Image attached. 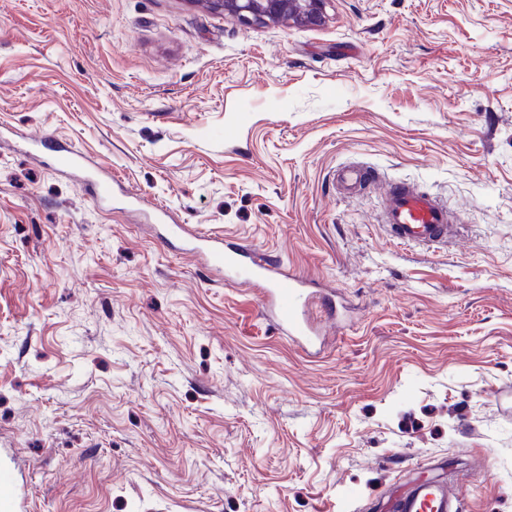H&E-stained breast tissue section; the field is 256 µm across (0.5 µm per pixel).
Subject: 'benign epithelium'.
<instances>
[{
    "instance_id": "1",
    "label": "benign epithelium",
    "mask_w": 512,
    "mask_h": 512,
    "mask_svg": "<svg viewBox=\"0 0 512 512\" xmlns=\"http://www.w3.org/2000/svg\"><path fill=\"white\" fill-rule=\"evenodd\" d=\"M209 8L233 15L245 23L292 21L318 27L326 20L330 0H201Z\"/></svg>"
}]
</instances>
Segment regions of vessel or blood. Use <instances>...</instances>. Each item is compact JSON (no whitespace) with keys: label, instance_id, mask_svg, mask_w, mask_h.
I'll list each match as a JSON object with an SVG mask.
<instances>
[{"label":"vessel or blood","instance_id":"obj_1","mask_svg":"<svg viewBox=\"0 0 512 512\" xmlns=\"http://www.w3.org/2000/svg\"><path fill=\"white\" fill-rule=\"evenodd\" d=\"M55 160L60 170L87 172L97 201L111 199V175L100 168L86 167L81 153L62 147ZM367 174L363 165H347L338 172L337 183L341 190L350 192L361 186ZM382 221L391 237L404 245L440 246L458 235L445 204L405 183L394 185L384 194ZM157 241L165 248L181 242L183 250L203 257L210 271L225 282L261 285L262 306L270 319L289 341L305 349L322 346V321L337 324L342 320L334 289L269 260L261 249L231 244L223 237L194 231L184 224L170 225ZM20 506L13 472L0 468V512H16ZM388 508L390 512H458L459 502L447 486L424 481L394 496Z\"/></svg>","mask_w":512,"mask_h":512}]
</instances>
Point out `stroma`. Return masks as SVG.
I'll return each mask as SVG.
<instances>
[{"label":"stroma","mask_w":512,"mask_h":512,"mask_svg":"<svg viewBox=\"0 0 512 512\" xmlns=\"http://www.w3.org/2000/svg\"><path fill=\"white\" fill-rule=\"evenodd\" d=\"M0 0V466L25 512H385L461 479L512 512V0ZM112 173L97 203L25 136ZM360 162L464 224L389 239ZM331 283L320 353L167 217ZM209 8L236 16L245 23L292 21L318 27L326 20L330 0H201ZM368 172V169L361 164L344 166L337 173V183L343 191L356 190L366 180Z\"/></svg>","instance_id":"obj_1"}]
</instances>
